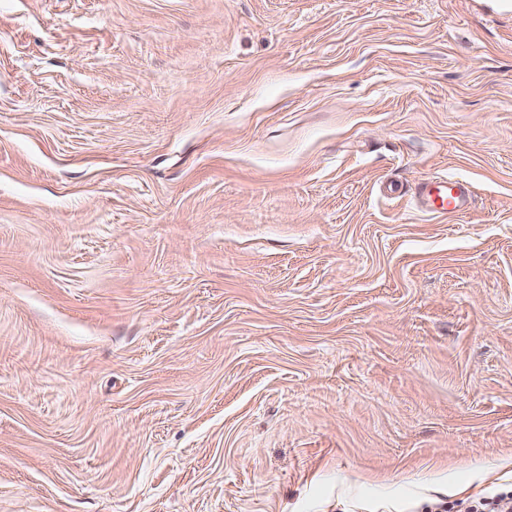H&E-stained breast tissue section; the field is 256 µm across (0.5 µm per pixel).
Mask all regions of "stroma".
Segmentation results:
<instances>
[{
    "instance_id": "obj_1",
    "label": "stroma",
    "mask_w": 512,
    "mask_h": 512,
    "mask_svg": "<svg viewBox=\"0 0 512 512\" xmlns=\"http://www.w3.org/2000/svg\"><path fill=\"white\" fill-rule=\"evenodd\" d=\"M499 494V0H0V512ZM416 197L421 208L441 215H460L471 203L468 188L461 182L447 178L421 182L417 187Z\"/></svg>"
}]
</instances>
